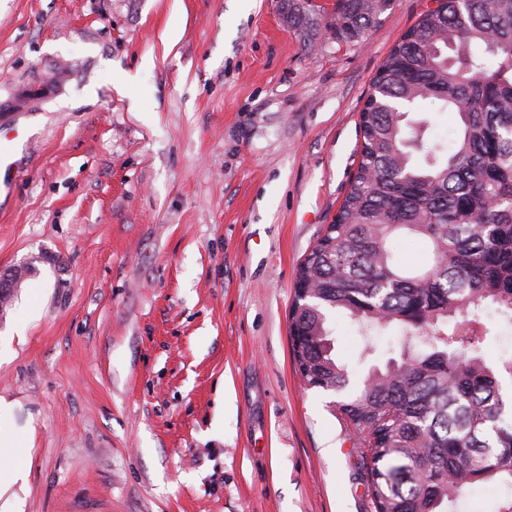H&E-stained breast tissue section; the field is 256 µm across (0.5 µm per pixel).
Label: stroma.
<instances>
[{
	"mask_svg": "<svg viewBox=\"0 0 512 512\" xmlns=\"http://www.w3.org/2000/svg\"><path fill=\"white\" fill-rule=\"evenodd\" d=\"M336 0H0V124L28 140L0 198V430L23 512H373L333 392L288 340L294 282L332 223L383 59L430 5L336 39ZM450 143L456 116L412 113ZM355 376L399 325L335 317ZM474 485L454 512H497ZM280 4L286 13L288 23L294 27L302 29L317 23L314 22L317 6L311 0H281Z\"/></svg>",
	"mask_w": 512,
	"mask_h": 512,
	"instance_id": "obj_1",
	"label": "stroma"
}]
</instances>
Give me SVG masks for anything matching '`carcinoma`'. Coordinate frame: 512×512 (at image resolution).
Instances as JSON below:
<instances>
[{"label": "carcinoma", "mask_w": 512, "mask_h": 512, "mask_svg": "<svg viewBox=\"0 0 512 512\" xmlns=\"http://www.w3.org/2000/svg\"><path fill=\"white\" fill-rule=\"evenodd\" d=\"M389 3L336 0V38L359 37ZM280 4L296 28L316 21L312 0ZM428 99L457 116L447 148L425 147L408 120ZM359 129L349 190L300 263L292 358L309 387L343 395L374 512H448L477 483L512 485V398L478 321L493 306L512 322V0H437L387 54ZM403 234L423 242L424 267L395 260ZM333 313L363 335L401 325V358L354 379Z\"/></svg>", "instance_id": "carcinoma-1"}]
</instances>
